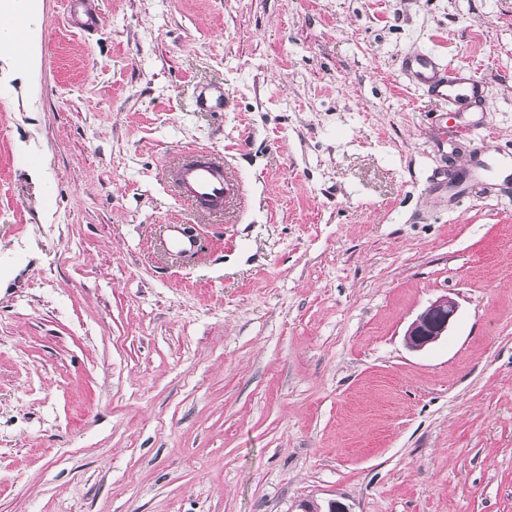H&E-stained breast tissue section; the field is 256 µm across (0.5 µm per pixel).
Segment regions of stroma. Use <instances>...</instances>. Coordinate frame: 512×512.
Masks as SVG:
<instances>
[{
    "instance_id": "stroma-1",
    "label": "stroma",
    "mask_w": 512,
    "mask_h": 512,
    "mask_svg": "<svg viewBox=\"0 0 512 512\" xmlns=\"http://www.w3.org/2000/svg\"><path fill=\"white\" fill-rule=\"evenodd\" d=\"M37 5L0 50V512H512V0ZM193 147L223 214L162 178ZM405 69L416 85L427 87L436 96L457 107L469 100H484L486 88L481 80L466 75L461 69L444 68L430 54H417L405 63ZM168 234L165 246L168 251L177 255H192L198 250V242L194 237L187 235L181 228V224L168 225ZM457 312L458 304L448 296L431 301L407 326L405 344L419 351L447 336Z\"/></svg>"
}]
</instances>
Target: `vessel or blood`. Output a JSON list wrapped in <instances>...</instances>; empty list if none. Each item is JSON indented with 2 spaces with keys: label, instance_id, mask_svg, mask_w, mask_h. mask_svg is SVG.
Segmentation results:
<instances>
[{
  "label": "vessel or blood",
  "instance_id": "vessel-or-blood-1",
  "mask_svg": "<svg viewBox=\"0 0 512 512\" xmlns=\"http://www.w3.org/2000/svg\"><path fill=\"white\" fill-rule=\"evenodd\" d=\"M405 69L416 85L428 88L452 105L458 106L486 97V88L481 80L459 69H440L431 55L417 54L410 57L405 63ZM176 179L184 191L185 202L198 209L221 205L232 199L237 191L236 183L225 172L223 165L212 162L207 150L203 148L190 150L188 161L176 172ZM165 246L168 251L184 256L198 250L197 240L185 234L177 224L169 225Z\"/></svg>",
  "mask_w": 512,
  "mask_h": 512
}]
</instances>
